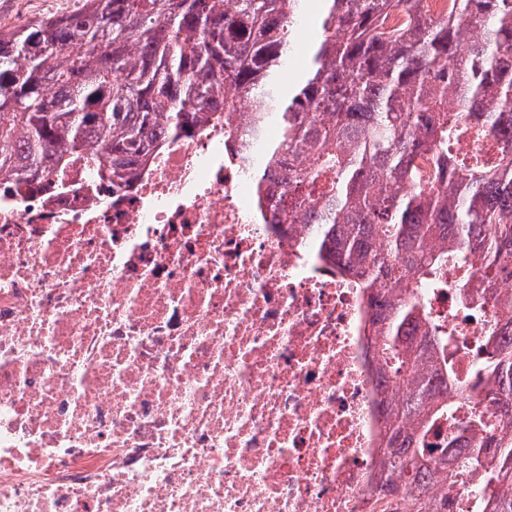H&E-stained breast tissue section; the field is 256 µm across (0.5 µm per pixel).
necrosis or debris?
<instances>
[{
	"instance_id": "obj_1",
	"label": "necrosis or debris",
	"mask_w": 512,
	"mask_h": 512,
	"mask_svg": "<svg viewBox=\"0 0 512 512\" xmlns=\"http://www.w3.org/2000/svg\"><path fill=\"white\" fill-rule=\"evenodd\" d=\"M240 119L127 189L0 195V512H372L389 395L370 289L259 196ZM461 371L500 317L428 294Z\"/></svg>"
}]
</instances>
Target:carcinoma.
I'll use <instances>...</instances> for the list:
<instances>
[{"label":"carcinoma","mask_w":512,"mask_h":512,"mask_svg":"<svg viewBox=\"0 0 512 512\" xmlns=\"http://www.w3.org/2000/svg\"><path fill=\"white\" fill-rule=\"evenodd\" d=\"M225 2L83 0L75 13L0 30V185L62 188L81 162L92 182L120 189L130 163L162 152L167 135L257 103L243 135L276 129L259 193L275 168L278 187L311 188L302 223L316 225L314 260L377 283L375 359L385 387L406 394L387 405L376 506L402 512L411 489L410 512H454V500L428 493L425 462L447 458L448 483L478 491L490 512H512V322L487 329L474 372L493 381L480 400L502 423L475 406L463 445L436 448L429 426L470 395L445 353L456 328L430 317L424 299V289L448 286L475 310L512 278V0H447L444 17L419 0ZM314 4L320 36L305 72L286 82L294 32ZM486 125L495 142L458 150ZM449 266L458 277L448 283ZM407 280L415 293L395 298ZM421 326L427 335H415Z\"/></svg>","instance_id":"carcinoma-1"}]
</instances>
